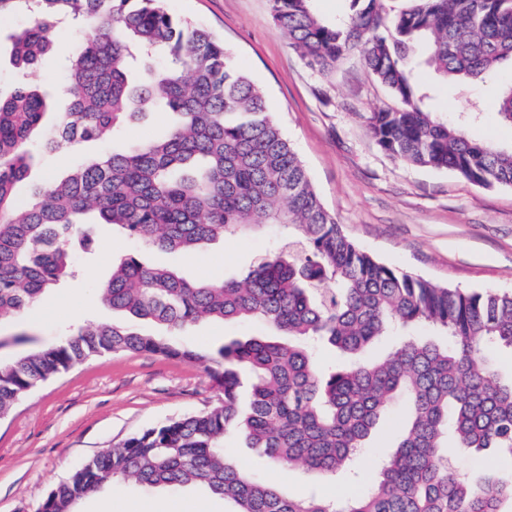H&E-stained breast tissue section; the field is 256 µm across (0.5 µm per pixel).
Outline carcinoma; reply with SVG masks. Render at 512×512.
<instances>
[{
	"label": "carcinoma",
	"instance_id": "1",
	"mask_svg": "<svg viewBox=\"0 0 512 512\" xmlns=\"http://www.w3.org/2000/svg\"><path fill=\"white\" fill-rule=\"evenodd\" d=\"M276 26L321 73L358 56L395 106L367 113L382 150L412 166L446 169L469 183L512 186V147L468 137L433 111L427 66L461 89L512 62V0H348L334 22L313 0H270ZM26 13L11 36L19 80L0 91V320L20 316L72 276V239L87 248L110 224L151 248L194 252L228 232L264 224L287 230L263 261L222 281L188 279L135 252L112 265L102 303L166 328L146 334L115 324L79 328L0 364V416L37 385L95 356L149 352L199 365L219 392L207 410L166 421L95 455L41 502L73 512L115 482L199 485L234 512H512V480L448 469V439L491 449L512 468V376L494 352L512 353V292L436 285L357 247L322 205L262 90L224 44L170 15L162 0H0V16ZM67 19L86 35L66 58L68 105L52 124L53 95L28 80L54 49ZM168 63L155 66L158 55ZM172 112L162 136L29 185L39 149L106 142L149 112ZM492 110L512 127V85ZM261 319L275 337L233 340L202 351L174 336L207 320ZM426 325L447 343L410 335ZM406 337L386 357L317 370L314 345L355 356L383 336ZM252 374L247 412L240 374ZM408 396L395 450L371 488L339 505L317 493L292 497L229 462L224 439L244 438L271 463L334 475L356 466L390 402Z\"/></svg>",
	"mask_w": 512,
	"mask_h": 512
}]
</instances>
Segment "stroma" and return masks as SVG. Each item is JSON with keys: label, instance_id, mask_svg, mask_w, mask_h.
I'll return each instance as SVG.
<instances>
[{"label": "stroma", "instance_id": "stroma-1", "mask_svg": "<svg viewBox=\"0 0 512 512\" xmlns=\"http://www.w3.org/2000/svg\"><path fill=\"white\" fill-rule=\"evenodd\" d=\"M169 11L223 40L238 70L264 91L267 105L306 167L327 210L361 249L385 264L439 284L471 290L512 291V187H478L449 170L405 166L384 152L364 116L390 104L384 89L353 58L322 75L294 51L272 20L270 0H167ZM83 30L57 29L56 54L46 57L35 79L61 87L66 57L80 44ZM512 84V64L465 90H438L435 107L449 123L479 108L467 125L476 140L512 143V127L490 105L501 87ZM163 112L120 131L113 142L88 143L37 157L34 177L50 179L111 150H124L164 134ZM283 235L271 226L228 234L197 253L161 252L124 232L97 226L91 253L73 247L75 276L19 318L0 320V361L58 340L87 323L129 324L126 316L100 306L96 292L112 264L130 252L144 262L171 267L184 276L216 281L260 262ZM263 321L204 323L188 333L196 347L209 350L233 338L264 336ZM218 392L200 366L152 353L110 354L76 365L34 389L0 419V512H35L50 490L87 459L131 436L213 404ZM406 397L393 401L363 449L357 476L308 473L303 467L268 464L235 437L225 453L238 467L288 494L320 487L343 501L366 491L378 472L380 455L396 441L394 421L404 416ZM232 512L233 505L207 491L119 483L79 503L77 512Z\"/></svg>", "mask_w": 512, "mask_h": 512}]
</instances>
